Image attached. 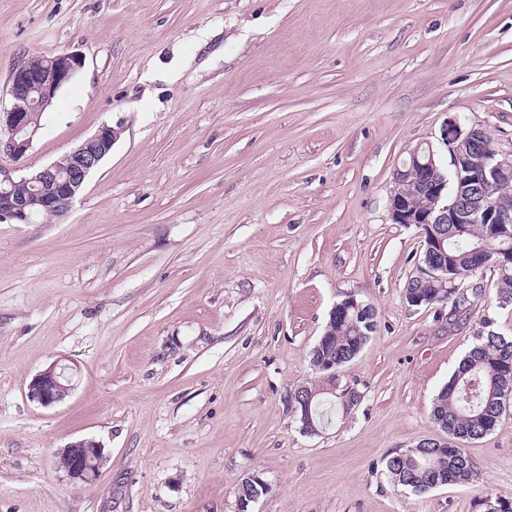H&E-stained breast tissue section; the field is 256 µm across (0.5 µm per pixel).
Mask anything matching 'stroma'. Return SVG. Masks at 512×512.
I'll list each match as a JSON object with an SVG mask.
<instances>
[{
	"label": "stroma",
	"mask_w": 512,
	"mask_h": 512,
	"mask_svg": "<svg viewBox=\"0 0 512 512\" xmlns=\"http://www.w3.org/2000/svg\"><path fill=\"white\" fill-rule=\"evenodd\" d=\"M75 52L23 161L105 123L110 155L66 216L0 223V512H483L512 502V405L466 442L478 476L393 487L388 454L443 438L432 403L489 319L405 299L423 247L390 218L410 150L449 119L512 150V0H0V106L23 60ZM377 329L339 372L361 394L321 433L288 403L346 296ZM74 389L42 407L35 375ZM102 444L90 482L55 466ZM66 370L65 366L56 363L36 375L29 385V399L42 407H52L64 401L73 389Z\"/></svg>",
	"instance_id": "obj_1"
}]
</instances>
